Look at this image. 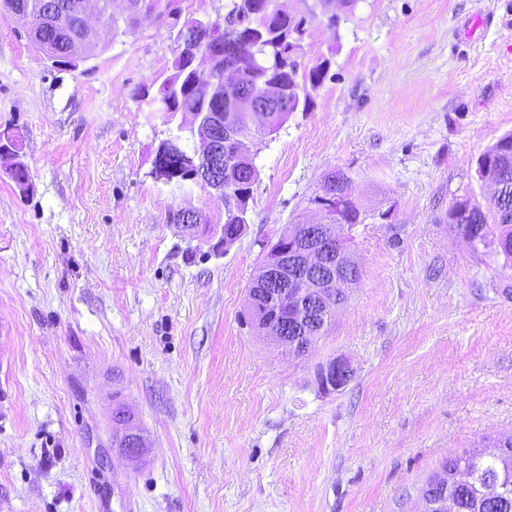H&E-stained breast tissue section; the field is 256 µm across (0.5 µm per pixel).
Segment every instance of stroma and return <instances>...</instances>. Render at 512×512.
Here are the masks:
<instances>
[{"label":"stroma","instance_id":"35a3bbf8","mask_svg":"<svg viewBox=\"0 0 512 512\" xmlns=\"http://www.w3.org/2000/svg\"><path fill=\"white\" fill-rule=\"evenodd\" d=\"M282 2L313 12L303 65L331 66L257 142L220 254L167 214L220 224L223 200L150 175L168 127L138 91L175 56L154 15L72 68L0 9V512H421L445 459L512 435V262L448 220L492 208L477 161L512 132V0ZM336 169L367 216L361 278L297 358L250 327L247 291ZM336 357L354 377L322 391ZM118 404L141 458L112 445Z\"/></svg>","mask_w":512,"mask_h":512}]
</instances>
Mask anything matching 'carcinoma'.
Instances as JSON below:
<instances>
[{
    "label": "carcinoma",
    "mask_w": 512,
    "mask_h": 512,
    "mask_svg": "<svg viewBox=\"0 0 512 512\" xmlns=\"http://www.w3.org/2000/svg\"><path fill=\"white\" fill-rule=\"evenodd\" d=\"M166 27L174 43L219 49L213 58V69L221 76L224 70L246 57L249 64L242 78L244 87L261 92L275 83L282 90L279 111L267 113L264 128L252 130L254 117L249 112L231 108L227 101L235 90L224 89V98H217L208 83L194 78L188 59L176 50L171 72L163 79L157 96L151 100V112L163 114V122L170 124L178 113L206 112L218 125L248 137L270 134L281 127L288 116L306 111L311 95L330 68L325 58L307 72H300L301 59L306 55L305 38L309 36L306 15L287 11L279 0H230L224 5V15L208 25H202L192 14H183L184 0H149ZM184 157L187 167L201 166L189 151L188 131L182 125L169 130ZM224 155L230 164L224 167V230L234 224L247 223L253 186L258 170L257 153L239 157L231 144L224 145ZM478 172L486 166L498 168L500 181L507 184L512 199V134L502 136L481 155ZM450 223L460 226L469 235L473 225L482 228L477 241L493 245L498 253L512 261V223L505 224L499 215L488 222L486 215L468 200L455 202L448 211ZM497 488V495L488 497L484 489ZM425 486L436 487L455 505L454 512H512V445L499 441L482 448L466 450L445 460L442 473L430 476Z\"/></svg>",
    "instance_id": "carcinoma-1"
}]
</instances>
